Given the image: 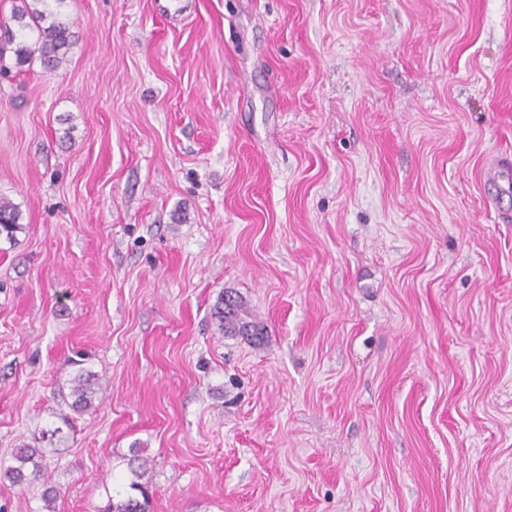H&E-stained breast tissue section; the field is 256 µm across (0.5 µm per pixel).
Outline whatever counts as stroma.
<instances>
[{"mask_svg":"<svg viewBox=\"0 0 512 512\" xmlns=\"http://www.w3.org/2000/svg\"><path fill=\"white\" fill-rule=\"evenodd\" d=\"M57 11L0 78V460L55 512L135 448L152 512H512V0ZM18 2L20 4L15 6L10 19L17 24L19 35L8 23H0V74L7 75L11 70L21 72L35 61L44 72L59 70L68 61L75 44V32L69 23L59 20L58 14L49 10L48 0ZM32 27L38 35L29 42L23 32ZM21 213L11 201L0 199V237L12 239L18 230H21ZM230 308L225 303L224 294L218 299L213 308V317L218 322V329L222 334H246L258 338L262 336L261 329L256 323L247 321V312L244 304L238 296H232ZM228 310V311H226ZM249 331L252 333L249 334ZM71 407L75 412H84L93 406L94 397L101 389V379L97 374L89 370H79L70 380ZM38 459L37 448H30L28 445L16 448L10 464L0 461V479H7L14 486L22 488H41L40 499L44 509L47 512H53V503L57 498L58 490Z\"/></svg>","mask_w":512,"mask_h":512,"instance_id":"obj_1","label":"stroma"}]
</instances>
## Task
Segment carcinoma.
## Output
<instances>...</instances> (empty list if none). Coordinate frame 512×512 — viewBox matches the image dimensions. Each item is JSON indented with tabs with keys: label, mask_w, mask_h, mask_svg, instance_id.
<instances>
[{
	"label": "carcinoma",
	"mask_w": 512,
	"mask_h": 512,
	"mask_svg": "<svg viewBox=\"0 0 512 512\" xmlns=\"http://www.w3.org/2000/svg\"><path fill=\"white\" fill-rule=\"evenodd\" d=\"M18 31H13L8 23H0V74L10 71H23L34 62H39L42 69L52 73L59 70L68 61V55L75 44V32L69 23L61 21L56 13L49 10L48 0H19L11 15ZM36 29L37 38L30 42L24 31ZM21 213L11 201L0 199V237L11 239L21 229ZM231 305H226L221 297L213 308V317L218 322V329L223 334L262 335L256 323L246 320L242 300L231 297ZM99 376L89 370H80L71 379V407L75 412H84L93 406L94 397L101 389ZM22 488H37L40 499L47 512H53L58 490L49 474L39 461V451L23 445L12 455L11 463L0 462V479ZM142 498L133 496L122 498L118 495L108 496L107 503L99 512H149V498L141 492Z\"/></svg>",
	"instance_id": "obj_1"
}]
</instances>
